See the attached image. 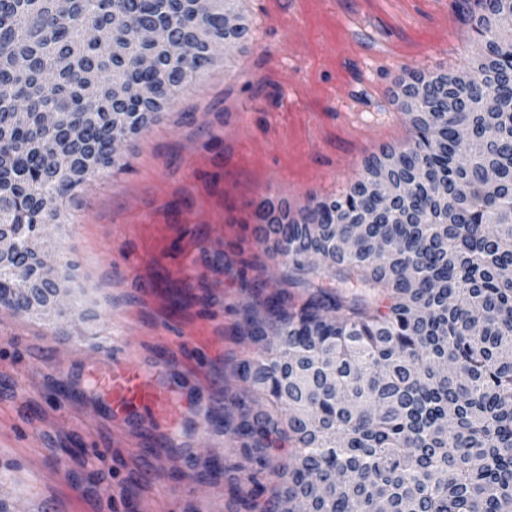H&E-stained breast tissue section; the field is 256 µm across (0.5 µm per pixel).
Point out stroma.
I'll return each instance as SVG.
<instances>
[{"label":"stroma","instance_id":"stroma-1","mask_svg":"<svg viewBox=\"0 0 512 512\" xmlns=\"http://www.w3.org/2000/svg\"><path fill=\"white\" fill-rule=\"evenodd\" d=\"M462 7L461 0H240L256 27L253 42L217 56L161 122L118 143L128 168L87 181L45 226L57 267L73 268L62 313L0 307V512L31 503L47 512H124L128 478L144 462L145 512H235L224 475L202 488L177 454H157L147 440L124 446L126 433L101 393L95 348L111 344L146 369L165 355L162 377L178 404L168 433L174 447L235 458L232 438L215 431L204 408L223 391L243 392L234 366L253 351L235 331L249 300L235 270L257 255L268 288L279 278L276 260L251 236L254 200L273 178L280 197L303 206L353 180L341 161L358 166L383 145L407 147L395 94L410 72L452 71L475 52L477 34ZM273 112L282 115L274 126ZM244 114L246 139L237 134ZM158 171L170 176L163 194L147 187ZM135 208L153 222L122 238L118 229ZM207 241L231 271L212 263L197 278L185 276L184 256ZM162 320L190 332L211 325L200 368L176 348L160 352Z\"/></svg>","mask_w":512,"mask_h":512}]
</instances>
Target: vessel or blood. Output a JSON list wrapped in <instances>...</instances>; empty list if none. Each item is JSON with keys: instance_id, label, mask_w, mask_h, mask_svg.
I'll list each match as a JSON object with an SVG mask.
<instances>
[{"instance_id": "obj_1", "label": "vessel or blood", "mask_w": 512, "mask_h": 512, "mask_svg": "<svg viewBox=\"0 0 512 512\" xmlns=\"http://www.w3.org/2000/svg\"><path fill=\"white\" fill-rule=\"evenodd\" d=\"M106 365V399L114 424L136 423L154 430L171 426L177 409L169 387L155 382L138 364L113 353L111 345L100 347Z\"/></svg>"}]
</instances>
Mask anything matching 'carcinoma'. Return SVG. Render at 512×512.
<instances>
[{
  "label": "carcinoma",
  "mask_w": 512,
  "mask_h": 512,
  "mask_svg": "<svg viewBox=\"0 0 512 512\" xmlns=\"http://www.w3.org/2000/svg\"><path fill=\"white\" fill-rule=\"evenodd\" d=\"M235 3L70 0L63 14L56 0H0V227L17 249L0 260L1 306L19 310L17 289L37 275L28 242L58 220L57 199L123 168L113 140L195 86L213 43L254 38L224 27ZM464 3L480 48L464 69L405 86L409 150L366 157L336 196L254 204L255 239L281 259L271 294L264 268L238 275L255 354L235 374L255 399L226 391L208 408L224 405L222 433L239 443L225 476L250 486L241 512H512V0ZM92 26L109 39L87 41ZM133 26L156 39L129 43ZM44 112L61 123L45 127ZM284 446L270 490V451ZM180 452L197 482L211 479L209 460Z\"/></svg>",
  "instance_id": "obj_1"
}]
</instances>
